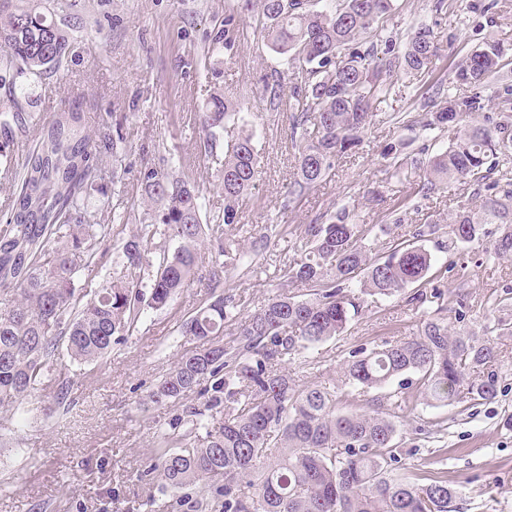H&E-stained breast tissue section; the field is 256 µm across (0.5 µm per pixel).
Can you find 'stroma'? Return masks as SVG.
I'll return each mask as SVG.
<instances>
[{
  "label": "stroma",
  "instance_id": "1",
  "mask_svg": "<svg viewBox=\"0 0 512 512\" xmlns=\"http://www.w3.org/2000/svg\"><path fill=\"white\" fill-rule=\"evenodd\" d=\"M74 23L71 53L57 76L33 80L15 77L25 94V109L46 120L79 104L93 141L121 135L119 158H99L102 194L88 208L98 222L111 223L113 213L145 219L157 206L142 196L145 168L161 167L199 188L203 211L224 210L217 179L218 161L200 151L201 112L211 94L221 93L238 105L245 123L257 131L260 176L251 197L231 228L237 236L271 224L284 234L271 240L261 266L228 276L225 294L240 301L247 315L282 293L275 265L293 259L306 225L349 205L357 223L372 227L377 251L401 242L426 220L437 223L426 246L436 258L433 286L462 294L464 321L454 308L436 312L433 304L409 303L415 286L402 295L367 298L360 317L340 337L318 344L306 361L288 371L302 383L337 385L349 350L416 335L424 321L442 314L449 327L464 325L476 334L498 320L512 321V306H500L512 295V258L493 252L492 236L449 252L448 217L481 201L474 187L458 185L432 197L419 194L424 180L419 167L395 177L386 172L381 153L398 139L410 141V153L425 159L447 147L449 138L388 122L390 113L417 118L426 94L436 105L445 97L435 87L464 99L470 88L455 81L459 64L485 42H499L512 60V0H395L389 27L407 40L412 25L433 28L443 49L432 71L417 81L398 73L394 93L379 107L380 117L363 134L355 153L337 158L331 181L311 189L303 200L284 205L290 182L297 177L296 148L285 114L273 111L267 84L276 82L289 94L282 58L270 50L260 31L224 48L225 12L234 0H69ZM448 94V95H449ZM108 208H101V198ZM211 297L205 284H194L162 310L147 311L138 333L114 346L99 368L71 365L73 383L68 411H54L51 391L28 397L17 408L0 407V512H148L146 503L159 496L161 480L147 474L154 453L156 426L181 415L185 402L154 403L156 382L193 350L192 337L180 325ZM500 370L494 401L443 405L416 400L398 425L400 461L396 474L447 477L461 492L462 512H512V336L496 339Z\"/></svg>",
  "mask_w": 512,
  "mask_h": 512
}]
</instances>
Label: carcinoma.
Returning <instances> with one entry per match:
<instances>
[{
  "label": "carcinoma",
  "mask_w": 512,
  "mask_h": 512,
  "mask_svg": "<svg viewBox=\"0 0 512 512\" xmlns=\"http://www.w3.org/2000/svg\"><path fill=\"white\" fill-rule=\"evenodd\" d=\"M393 0H335L330 10L317 0H259L258 22L267 46L301 75L288 98L271 90L270 105L288 115L290 138L298 147L297 179L286 203L303 198L332 176L337 157L355 151L393 89L391 73L421 78L440 55L434 30L416 27L406 47L388 33ZM240 12L224 18V45L240 32ZM70 20L47 0H0V86L8 87L10 110L0 114V136L10 139L35 129V144L14 172L16 191L0 226V407L22 403L48 387L59 407L70 401V383L55 365L67 360L98 365L138 332L146 310L167 307L199 277L198 245L207 243L211 265L206 287L249 267L269 247L262 232L249 243L224 232L237 223L239 208L256 189L260 160L256 134L243 124L224 142L219 186L223 215L202 221L199 189L156 167L144 170V199L162 205L159 221L140 223L122 238L112 223L91 219L87 200L98 190L97 160L117 156L119 136L94 142L76 109L41 121L25 111L10 78L54 76L71 50ZM504 48L496 42L474 51L455 79L476 90L503 76ZM481 96L448 99L421 114L425 130L458 129L448 147L422 163L428 196L456 184L484 190L475 209L448 218V250L479 241L486 225L497 226L496 255L512 258V183H489L492 171L512 159V89L498 96L502 120L492 126L466 119L480 109ZM236 104L215 94L202 112L203 151L213 154L225 124L235 121ZM406 144L389 143L384 157L393 174L418 163ZM371 229L342 207L322 224H308L298 258L284 264L281 278L305 293L277 295L245 317L224 294L201 307L181 328L196 342L150 393L156 403L193 394L206 411L187 407L182 416L155 429L152 468L160 472L169 498L148 505L155 512H458L459 492L445 480L426 483L392 476L399 462L395 411L409 397L428 402L492 401L499 371L493 369V340L466 329L451 332L442 318L429 319L419 333L349 352L337 386L300 384L284 367L316 345L347 332L363 311V296L391 297L430 281L436 259L423 244L434 225L417 229L388 254L375 253ZM118 238L112 252L102 242ZM175 241L169 251L154 238ZM139 269L143 280L115 277L105 288H78L80 272L95 260ZM417 304L445 309L446 292L417 290ZM235 338L225 343L224 329ZM413 374L415 381L403 380ZM397 389L390 390L392 385ZM378 391L375 408L342 414V400Z\"/></svg>",
  "instance_id": "cac0c4a2"
}]
</instances>
